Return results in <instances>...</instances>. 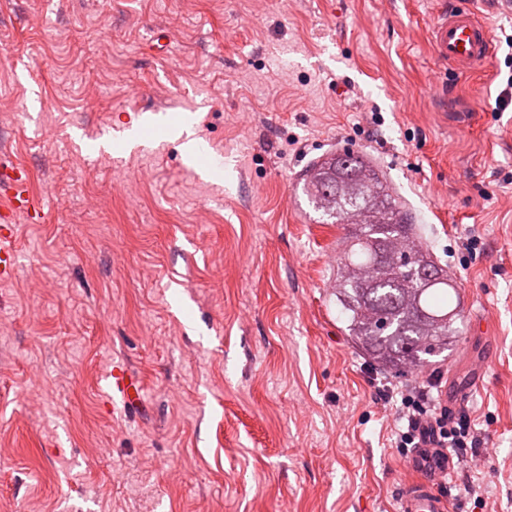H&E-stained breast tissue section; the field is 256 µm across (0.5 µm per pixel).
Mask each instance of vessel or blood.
Returning a JSON list of instances; mask_svg holds the SVG:
<instances>
[{
  "instance_id": "vessel-or-blood-1",
  "label": "vessel or blood",
  "mask_w": 512,
  "mask_h": 512,
  "mask_svg": "<svg viewBox=\"0 0 512 512\" xmlns=\"http://www.w3.org/2000/svg\"><path fill=\"white\" fill-rule=\"evenodd\" d=\"M436 57L465 73L485 64L491 53V29L485 17L474 9L449 0L441 9L431 33ZM41 213L30 189V174L21 165L0 167V280L15 274L14 253L9 245L10 223L19 214L36 217ZM113 401L132 407L141 402L139 380L124 366L112 368L109 378ZM406 467L412 478L396 496L392 512H450L449 497L439 490L454 473L451 456L445 449H414Z\"/></svg>"
}]
</instances>
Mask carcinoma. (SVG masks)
I'll return each mask as SVG.
<instances>
[{
	"label": "carcinoma",
	"instance_id": "cac0c4a2",
	"mask_svg": "<svg viewBox=\"0 0 512 512\" xmlns=\"http://www.w3.org/2000/svg\"><path fill=\"white\" fill-rule=\"evenodd\" d=\"M321 224L349 227L336 259V306L351 341L385 368L431 363L461 335L457 282L418 242L416 227L380 171L360 154H333L303 176ZM402 239L404 262L390 261Z\"/></svg>",
	"mask_w": 512,
	"mask_h": 512
}]
</instances>
